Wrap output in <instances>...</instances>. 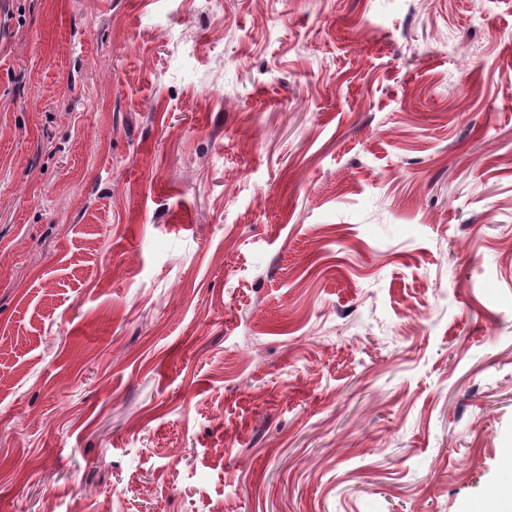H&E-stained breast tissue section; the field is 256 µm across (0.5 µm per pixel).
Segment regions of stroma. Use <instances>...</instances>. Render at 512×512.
Wrapping results in <instances>:
<instances>
[{
    "label": "stroma",
    "mask_w": 512,
    "mask_h": 512,
    "mask_svg": "<svg viewBox=\"0 0 512 512\" xmlns=\"http://www.w3.org/2000/svg\"><path fill=\"white\" fill-rule=\"evenodd\" d=\"M512 450V0H0V512H471Z\"/></svg>",
    "instance_id": "35a3bbf8"
}]
</instances>
